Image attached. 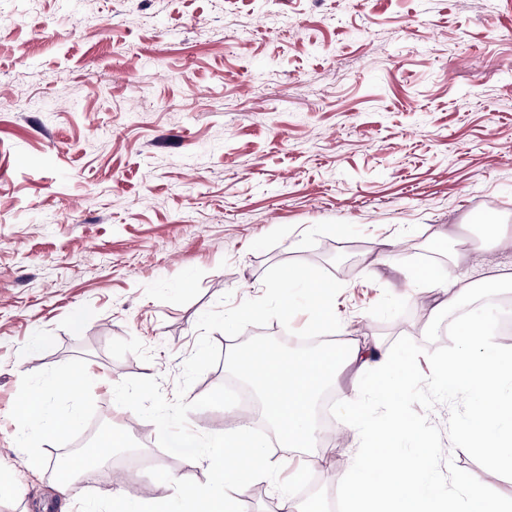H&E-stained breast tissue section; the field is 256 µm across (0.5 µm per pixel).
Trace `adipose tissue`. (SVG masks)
<instances>
[{"label": "adipose tissue", "instance_id": "1", "mask_svg": "<svg viewBox=\"0 0 512 512\" xmlns=\"http://www.w3.org/2000/svg\"><path fill=\"white\" fill-rule=\"evenodd\" d=\"M226 357L258 389L262 413L280 447L288 451L311 447L316 434L315 405L337 367L373 378V395L381 410L378 420L359 418L360 387L343 392L338 402L339 419L358 433L346 469L345 512H477L479 496L473 494L464 501L444 493L430 480V463L436 450L428 436L401 415L397 389L404 376L393 368L382 340L354 339L336 351H296L278 356L269 354L263 346L247 344L229 350ZM17 412L24 428L53 437L64 436L73 423L69 417H52L47 397L37 390L23 397ZM406 436L413 438L416 452L402 457L394 446ZM168 446L192 462L211 468L207 485L189 496V512H210L217 501L223 502L224 512H234L236 496L247 489L250 481L274 476L276 462L265 436L251 434L243 425L231 434L206 438L172 433Z\"/></svg>", "mask_w": 512, "mask_h": 512}]
</instances>
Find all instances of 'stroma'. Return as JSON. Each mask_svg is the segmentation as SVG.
<instances>
[{
  "label": "stroma",
  "instance_id": "35a3bbf8",
  "mask_svg": "<svg viewBox=\"0 0 512 512\" xmlns=\"http://www.w3.org/2000/svg\"><path fill=\"white\" fill-rule=\"evenodd\" d=\"M0 17V512H61L57 475L19 458L56 442L19 437L16 405L81 366L51 416L126 442L75 481L78 505L164 512L204 486L113 387L174 398L200 315L260 297L272 266L329 272L348 338L388 345L425 341L418 272L455 255L460 284L512 274V245L481 233L512 228V0H0ZM354 444L335 435L312 487L283 461L295 502L342 512ZM88 371L82 369L56 376L51 381L52 392L59 395L70 394L78 389L83 379L88 377Z\"/></svg>",
  "mask_w": 512,
  "mask_h": 512
}]
</instances>
